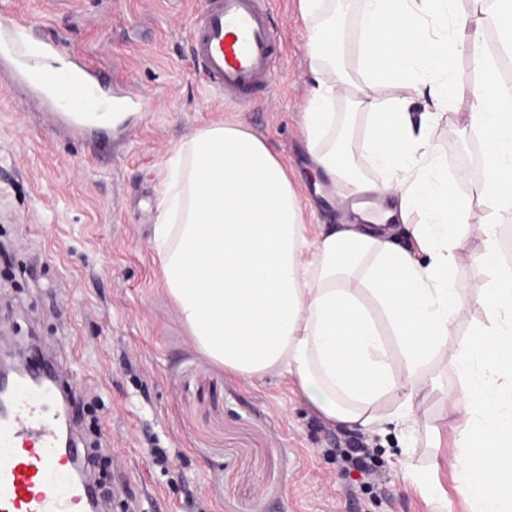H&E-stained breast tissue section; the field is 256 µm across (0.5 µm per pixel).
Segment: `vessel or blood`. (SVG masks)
Segmentation results:
<instances>
[{
    "label": "vessel or blood",
    "mask_w": 512,
    "mask_h": 512,
    "mask_svg": "<svg viewBox=\"0 0 512 512\" xmlns=\"http://www.w3.org/2000/svg\"><path fill=\"white\" fill-rule=\"evenodd\" d=\"M192 54L206 88L229 102H250L279 65L268 0H203ZM18 67L26 76L39 70L40 87L70 111H80L87 99L99 100L105 112L128 107L123 95L101 97L93 70L58 63L51 42L31 47ZM69 421V408L54 389L33 383L18 388L0 417V512H88L87 488L73 476L71 453L59 446Z\"/></svg>",
    "instance_id": "vessel-or-blood-1"
}]
</instances>
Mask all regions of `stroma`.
<instances>
[{"mask_svg": "<svg viewBox=\"0 0 512 512\" xmlns=\"http://www.w3.org/2000/svg\"><path fill=\"white\" fill-rule=\"evenodd\" d=\"M202 0H0V16L55 42L57 59L104 77L102 96L123 89L144 102L106 128L75 125L63 108L0 60V343L26 345L65 375L92 406L98 429L77 425L87 456L100 441L112 463L105 512H433L404 482L398 427L330 426L295 396L290 377L249 384L201 351L160 273L153 228L165 162L193 132L237 121L281 161L305 206L310 233L355 216L317 176L303 132L316 78L297 0H270L281 53L271 87L246 106L200 82L191 59ZM458 190L485 212L477 137L455 113L430 129ZM442 449L417 439L420 466L439 461L446 512H467ZM365 436L377 457L367 476L337 452ZM167 464H155L154 449Z\"/></svg>", "mask_w": 512, "mask_h": 512, "instance_id": "obj_1", "label": "stroma"}]
</instances>
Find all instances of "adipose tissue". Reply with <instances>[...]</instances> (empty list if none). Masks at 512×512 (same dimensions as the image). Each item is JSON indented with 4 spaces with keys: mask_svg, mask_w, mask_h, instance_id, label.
Returning a JSON list of instances; mask_svg holds the SVG:
<instances>
[{
    "mask_svg": "<svg viewBox=\"0 0 512 512\" xmlns=\"http://www.w3.org/2000/svg\"><path fill=\"white\" fill-rule=\"evenodd\" d=\"M325 3L298 0L320 62L304 135L337 195L372 198V211L308 238L282 163L242 125H211L168 159L154 230L167 290L211 360L249 381L287 373L329 422L421 427L436 448L440 428L423 425L421 406L440 393L458 495L469 512H512V264L501 250L512 221V90L484 49L491 26L512 50V0H492L486 17L459 0H362L353 72L336 60L343 36ZM464 52L476 75L466 126L484 155L477 225L427 135L434 113L461 110ZM340 93L368 117L354 142L336 138ZM422 93L433 109L416 120L409 104ZM397 222L412 248L393 242ZM470 234L485 275L473 292L456 279ZM474 300L485 323L456 335Z\"/></svg>",
    "mask_w": 512,
    "mask_h": 512,
    "instance_id": "1",
    "label": "adipose tissue"
}]
</instances>
